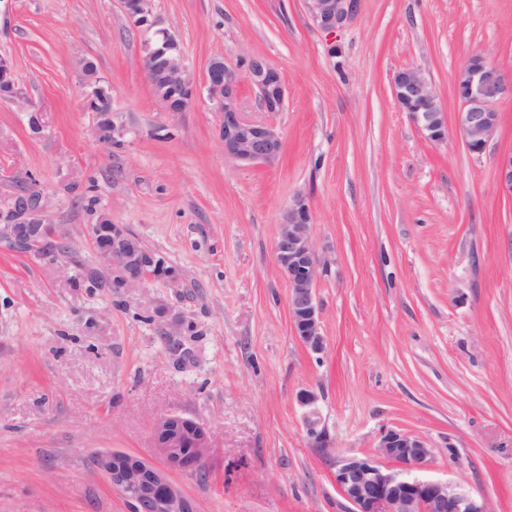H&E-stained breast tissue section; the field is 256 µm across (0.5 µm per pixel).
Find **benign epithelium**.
<instances>
[{
  "label": "benign epithelium",
  "mask_w": 512,
  "mask_h": 512,
  "mask_svg": "<svg viewBox=\"0 0 512 512\" xmlns=\"http://www.w3.org/2000/svg\"><path fill=\"white\" fill-rule=\"evenodd\" d=\"M313 23L324 30L342 26L353 13L358 0H305ZM126 15L137 25L150 30V0H123ZM140 65L157 97L171 112L186 106L185 93L191 91L193 76L177 38L167 37L165 48L156 49L145 40ZM84 104L94 113L97 134L105 128L120 132L115 114L98 110L100 96L89 90L96 75L84 67ZM247 74L254 85L263 111L283 110L286 88L279 71L265 59L248 60ZM240 70L214 59L207 67L205 85L208 95L222 112L220 129L224 156L242 163L272 165L283 152V140L276 127L246 120L238 93ZM398 108L407 113L425 137L434 143L445 140L447 123L439 97L423 72L414 66L395 70L390 78ZM14 70L0 58V100L34 113L15 90ZM455 94L460 102L456 123L467 150L480 155L500 130L499 103L512 98V75H506L482 54L470 57L459 72ZM497 178L501 189L512 197V150L499 156ZM312 211L307 199L297 196L288 206L274 243L278 265L288 280V311L295 335L314 353L325 351L317 297V283L325 261L312 239ZM94 239L106 246L102 257L120 274L123 288H136L145 280L144 251L120 224H95ZM23 241L29 253L37 256L45 246H53L54 258L67 254L62 248L66 238L60 225L49 221L41 205L23 224H1L0 243L13 246ZM154 448L161 464L121 452L102 451L92 456L94 468L119 491L129 512H197L195 502L174 483L169 472L178 471L198 477L208 471L212 447L209 429L200 422L172 413L161 414L153 428ZM432 448L420 437L399 429L386 428L379 437L378 454L373 457L348 455L336 459L333 478L352 512H487L483 500L447 481L422 479L409 475L431 462ZM390 465H385V462Z\"/></svg>",
  "instance_id": "1"
}]
</instances>
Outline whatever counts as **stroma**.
<instances>
[{"label":"stroma","instance_id":"obj_1","mask_svg":"<svg viewBox=\"0 0 512 512\" xmlns=\"http://www.w3.org/2000/svg\"><path fill=\"white\" fill-rule=\"evenodd\" d=\"M151 10L194 78L180 112L144 77L146 34L121 0H0V57L43 124L33 133L0 103V204L15 178H35L70 246L58 261L0 247V512H127L90 457L155 461L164 412L212 431L207 478L171 475L198 512H349L334 464L376 455L386 428L432 448L420 477L512 512V199L495 176L512 99L477 156L453 122L427 140L390 90L395 70L416 66L455 115L473 53L512 69V0H361L333 33L305 0ZM252 56L287 90L273 113L250 81L239 90L244 117L283 137L272 165L225 158L204 84L211 59ZM85 60L112 93L119 143L94 132ZM299 195L328 258L319 355L294 333L274 256ZM102 214L173 276L113 287L92 233Z\"/></svg>","mask_w":512,"mask_h":512}]
</instances>
